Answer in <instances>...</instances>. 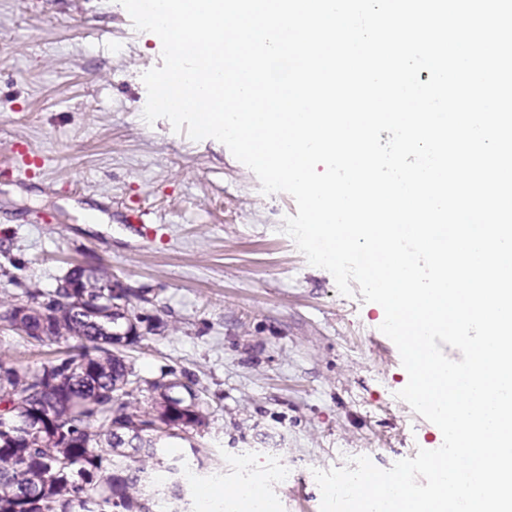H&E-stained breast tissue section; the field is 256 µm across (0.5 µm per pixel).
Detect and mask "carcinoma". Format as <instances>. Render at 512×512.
I'll return each instance as SVG.
<instances>
[{
	"mask_svg": "<svg viewBox=\"0 0 512 512\" xmlns=\"http://www.w3.org/2000/svg\"><path fill=\"white\" fill-rule=\"evenodd\" d=\"M47 302L40 291L21 303L0 304V323L29 343L62 344L55 359L19 369L0 362V512H153L145 483L167 474L180 487L195 463L163 440L175 428L205 424L195 384L160 377L144 380L112 347L113 322L123 319L112 305V279L102 270L76 268ZM147 384L160 408L140 406ZM43 412L35 433L11 429L13 414ZM159 428L119 436L113 425L146 423Z\"/></svg>",
	"mask_w": 512,
	"mask_h": 512,
	"instance_id": "obj_1",
	"label": "carcinoma"
}]
</instances>
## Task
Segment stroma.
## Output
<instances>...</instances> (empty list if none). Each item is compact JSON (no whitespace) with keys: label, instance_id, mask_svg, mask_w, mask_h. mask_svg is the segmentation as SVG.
Here are the masks:
<instances>
[{"label":"stroma","instance_id":"obj_1","mask_svg":"<svg viewBox=\"0 0 512 512\" xmlns=\"http://www.w3.org/2000/svg\"><path fill=\"white\" fill-rule=\"evenodd\" d=\"M162 43L119 0H0V302L49 292L73 267L106 268L140 294L137 374L196 380L206 423L173 439L198 448L190 512H224L211 488L235 482L233 457L287 467L271 512H320L314 470L360 455L382 469L443 439L397 393L408 381L376 304L338 293L308 264L284 219L287 193L217 140L146 123L145 71ZM43 168L29 170L27 156ZM108 216L85 221L87 210ZM149 214L147 225L128 221ZM56 346L0 326V360L34 367Z\"/></svg>","mask_w":512,"mask_h":512}]
</instances>
